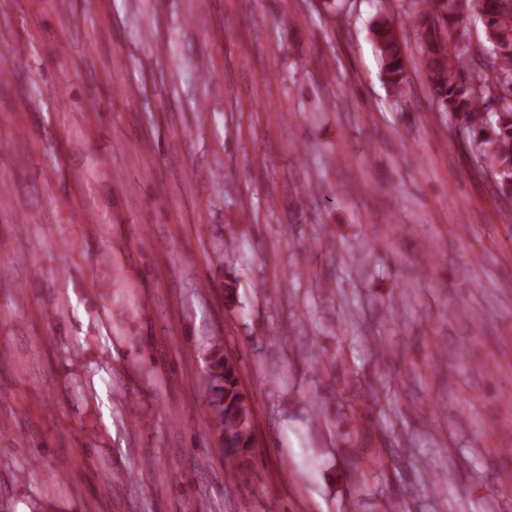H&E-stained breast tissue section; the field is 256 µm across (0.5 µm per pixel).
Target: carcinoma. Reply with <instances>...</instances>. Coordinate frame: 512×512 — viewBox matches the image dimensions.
<instances>
[{
    "label": "carcinoma",
    "instance_id": "1",
    "mask_svg": "<svg viewBox=\"0 0 512 512\" xmlns=\"http://www.w3.org/2000/svg\"><path fill=\"white\" fill-rule=\"evenodd\" d=\"M414 5L419 58L438 111L462 122L469 146L494 170L499 193L507 200L512 197V0H414ZM474 10L490 44L489 70L477 66L475 56L456 50L471 44L468 19ZM370 35L388 90L399 98L408 80L401 29L383 15L372 23ZM205 387L210 421L237 478L249 471L256 414L241 385L238 361L211 350Z\"/></svg>",
    "mask_w": 512,
    "mask_h": 512
}]
</instances>
